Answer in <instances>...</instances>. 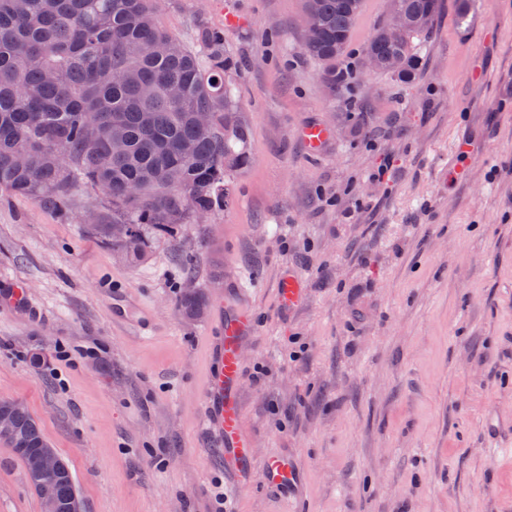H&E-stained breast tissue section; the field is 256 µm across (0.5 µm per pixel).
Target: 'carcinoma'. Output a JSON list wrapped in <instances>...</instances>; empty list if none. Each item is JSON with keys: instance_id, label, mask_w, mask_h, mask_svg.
<instances>
[{"instance_id": "cac0c4a2", "label": "carcinoma", "mask_w": 512, "mask_h": 512, "mask_svg": "<svg viewBox=\"0 0 512 512\" xmlns=\"http://www.w3.org/2000/svg\"><path fill=\"white\" fill-rule=\"evenodd\" d=\"M158 0H0V193L66 206L81 186L107 190L112 223L104 241L136 263L151 237H171L197 210L230 202V176L252 163L250 131L234 93L238 65L224 48V31L201 26L196 48L159 25ZM407 20L397 36L378 25L365 50L379 69L401 81L415 78L414 39L428 33L439 0H391ZM362 0H304L317 38L303 51L325 65L331 86L350 83L344 64ZM207 112L209 129L197 116ZM193 144L185 155L181 145ZM182 314L201 317L204 296L184 293ZM15 430L1 437L23 464L32 489L36 466L50 447L39 422L11 399ZM62 512L79 500L69 467L53 477Z\"/></svg>"}]
</instances>
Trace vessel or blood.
Wrapping results in <instances>:
<instances>
[{"instance_id":"1","label":"vessel or blood","mask_w":512,"mask_h":512,"mask_svg":"<svg viewBox=\"0 0 512 512\" xmlns=\"http://www.w3.org/2000/svg\"><path fill=\"white\" fill-rule=\"evenodd\" d=\"M236 303L224 310V327L217 336L213 365L204 396L206 431L216 435L224 449V467L232 474L237 488L251 485L254 461L250 452L242 406L239 397L242 382L240 352L254 333L253 316L248 308L251 288L241 276L233 280ZM298 482V473L288 462L270 460L263 470L265 486L289 497Z\"/></svg>"}]
</instances>
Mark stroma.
Segmentation results:
<instances>
[{
  "label": "stroma",
  "mask_w": 512,
  "mask_h": 512,
  "mask_svg": "<svg viewBox=\"0 0 512 512\" xmlns=\"http://www.w3.org/2000/svg\"><path fill=\"white\" fill-rule=\"evenodd\" d=\"M389 5L363 0L357 79L334 91L302 51L303 0H160L185 42L223 29L253 162L227 207L139 263L85 223L112 221L99 192L62 212L0 195V293L28 295L0 306V398L40 422L82 512H218L219 485L233 512H282L262 485L229 490L203 425L217 306L242 272L244 420L257 463L300 467L303 512H512V0L462 24L440 0L410 82L363 65ZM309 122L333 132L322 154L298 136ZM190 285L198 319L177 309ZM0 512H41L2 443Z\"/></svg>",
  "instance_id": "stroma-1"
}]
</instances>
